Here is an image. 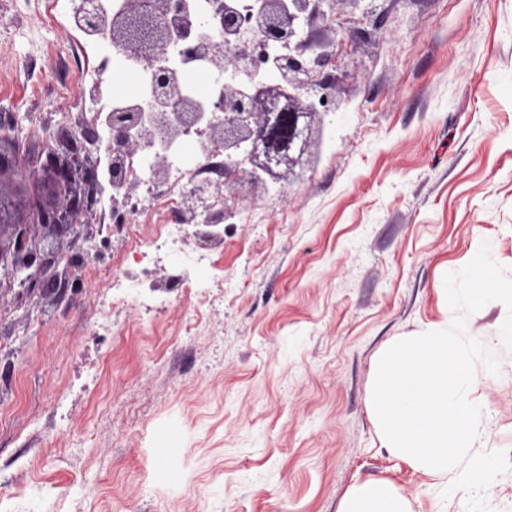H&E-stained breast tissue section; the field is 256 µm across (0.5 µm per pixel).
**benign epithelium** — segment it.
Masks as SVG:
<instances>
[{"label":"benign epithelium","mask_w":512,"mask_h":512,"mask_svg":"<svg viewBox=\"0 0 512 512\" xmlns=\"http://www.w3.org/2000/svg\"><path fill=\"white\" fill-rule=\"evenodd\" d=\"M333 9L335 0H260L253 21L242 24L237 14L222 9L224 40L204 42L197 36L199 22L184 16L179 31L161 24L162 19L183 8V0H123L121 9L105 17L85 14V23L95 32L109 30L112 52L134 62L149 61L154 84L162 89L139 108L141 112L177 113L173 135L198 123V112L191 98L184 94L178 76L158 64L153 51L178 39L182 54L192 61H202L224 75L221 95L215 104L224 120L206 124L203 134L216 146L224 148V157L240 156L244 167L225 166V189H231L243 178L253 184L276 182L281 169L302 164L309 154L311 117L313 112L303 92L323 86L321 72L326 56L310 58L301 44L302 26L317 11L318 4ZM279 43L280 52L272 62L271 77L256 79L250 64L252 46L258 34ZM119 110L113 113L111 126L120 150L133 153L140 149L141 136L126 135L129 123ZM46 164L60 180L69 184V207L56 208L44 224H13L0 230V265L25 272V287L50 275L46 254L38 255L26 245L30 233L42 242H56L74 229L75 215H86L98 175L84 169L74 149V142L64 144L62 154L52 153Z\"/></svg>","instance_id":"benign-epithelium-1"}]
</instances>
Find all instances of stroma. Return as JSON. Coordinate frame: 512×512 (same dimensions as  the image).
<instances>
[{
  "label": "stroma",
  "instance_id": "stroma-1",
  "mask_svg": "<svg viewBox=\"0 0 512 512\" xmlns=\"http://www.w3.org/2000/svg\"><path fill=\"white\" fill-rule=\"evenodd\" d=\"M70 7L9 0L0 27V136L31 187L28 155L100 127L56 111L87 63ZM303 37L336 109L282 193L237 185L207 287L100 323L120 233L64 296L0 290V512H339L372 481L465 512L456 471L391 451L370 398L391 345L450 326L447 272L485 240L512 266V0H338ZM506 315L490 302L466 331L500 360L476 371L472 449L512 458Z\"/></svg>",
  "mask_w": 512,
  "mask_h": 512
}]
</instances>
